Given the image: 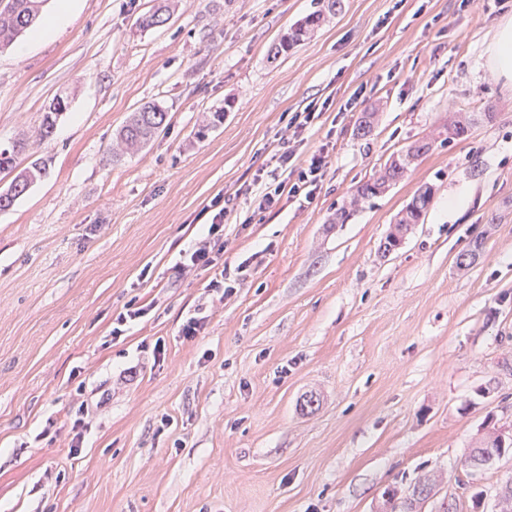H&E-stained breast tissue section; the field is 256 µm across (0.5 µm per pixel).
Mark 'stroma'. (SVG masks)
Instances as JSON below:
<instances>
[{
  "label": "stroma",
  "instance_id": "1",
  "mask_svg": "<svg viewBox=\"0 0 512 512\" xmlns=\"http://www.w3.org/2000/svg\"><path fill=\"white\" fill-rule=\"evenodd\" d=\"M154 3L78 0L25 54L0 51V147L25 138L22 162L49 168L0 211V512H380L387 488L429 473L422 512L448 494L473 512L476 492L492 512L512 453L458 479L480 437L512 428V90L481 58L512 0H343L274 62L316 0H170L165 24L139 28ZM153 101L166 129L113 160ZM452 112L475 122L449 142ZM429 135L402 181L353 203ZM318 153L313 199L257 210L261 185ZM425 183L423 223L383 253ZM454 191L468 205L452 214ZM222 207V236L203 238ZM203 239L231 295L183 268ZM132 301L148 314L113 338ZM197 314L204 334L184 339ZM68 96L65 94H56L55 97L52 100L51 105L48 108V111L44 112L42 115V119L39 126V137L42 140L49 139L56 128L57 121L59 118L65 113L66 105L64 103H61L60 106H58L59 112H54L52 110V107L56 105L55 103L59 104L60 101H64L67 104ZM416 146V154L413 155V161L417 160L419 157L426 155L432 149V142L427 141L426 139L416 140L411 143L405 150L396 154L393 153L388 160L383 165V168L379 170V172L375 173L371 178L367 181L362 182L357 186V195L362 199H372L381 196L385 193V190L388 188L389 183L386 184L385 189L382 190V186L386 183V181L391 180L395 184L399 180H401L409 167H407L410 162H406L405 158H409L410 152ZM404 158V160H403Z\"/></svg>",
  "mask_w": 512,
  "mask_h": 512
}]
</instances>
